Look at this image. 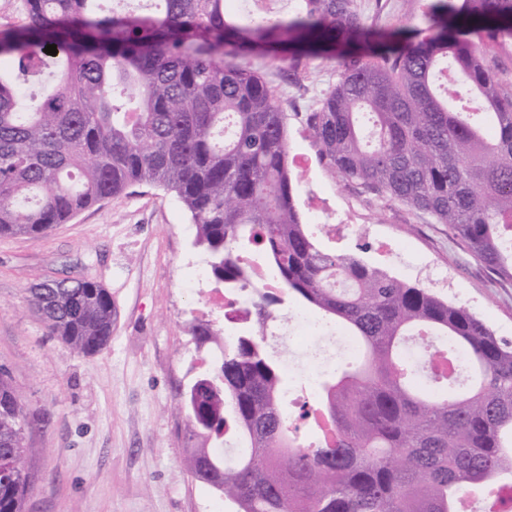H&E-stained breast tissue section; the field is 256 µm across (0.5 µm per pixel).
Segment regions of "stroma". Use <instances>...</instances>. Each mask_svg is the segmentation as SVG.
I'll use <instances>...</instances> for the list:
<instances>
[{
    "label": "stroma",
    "mask_w": 512,
    "mask_h": 512,
    "mask_svg": "<svg viewBox=\"0 0 512 512\" xmlns=\"http://www.w3.org/2000/svg\"><path fill=\"white\" fill-rule=\"evenodd\" d=\"M427 0H361L365 25H415ZM286 114L295 198L305 223L332 224L356 211L368 234H333L323 246L361 253L371 265L411 283L448 285L449 301L465 305L501 336L512 338V288L498 287L451 239L448 227L382 200L359 182L336 177L320 162L305 115L336 82L335 61L258 59ZM196 227L174 193L136 184L39 236L0 237V372L48 423L27 439L34 475L25 512H230L223 494L187 475L192 447L181 392L210 367L214 345L198 347L195 324L219 320L207 301L214 286L202 271ZM387 241L425 266L410 273L382 251ZM83 279L112 297V337L101 351L78 355L49 335L29 301L32 284Z\"/></svg>",
    "instance_id": "35a3bbf8"
}]
</instances>
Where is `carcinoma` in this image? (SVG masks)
Masks as SVG:
<instances>
[{"mask_svg": "<svg viewBox=\"0 0 512 512\" xmlns=\"http://www.w3.org/2000/svg\"><path fill=\"white\" fill-rule=\"evenodd\" d=\"M92 2L21 0L25 23L0 30V236L43 234L143 182L190 213L235 332L195 326L219 354L182 396L195 434L213 440L185 449L186 471L234 512H462L464 492L508 491L512 340L432 288L321 245L296 205L285 112L245 60H336V84L306 113L320 160L448 225L512 286V99L481 61L512 44V0H429L417 42L365 27L357 0H300L250 23L231 0H159L157 12ZM26 83L43 89L32 104ZM260 257L274 292L255 285ZM31 292L76 352L110 340L102 285ZM290 300L358 343L313 403L335 435L307 446L267 342ZM413 335L434 339L429 354L452 370L418 369ZM45 421L0 373V512H24L26 436Z\"/></svg>", "mask_w": 512, "mask_h": 512, "instance_id": "1", "label": "carcinoma"}]
</instances>
